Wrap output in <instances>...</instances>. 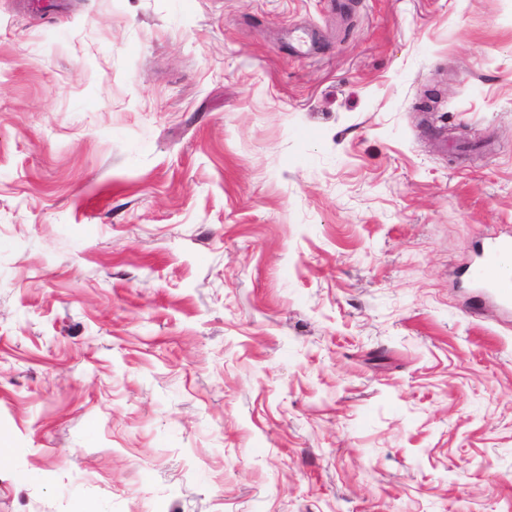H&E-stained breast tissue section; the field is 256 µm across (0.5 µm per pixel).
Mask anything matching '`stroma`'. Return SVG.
Segmentation results:
<instances>
[{
	"instance_id": "35a3bbf8",
	"label": "stroma",
	"mask_w": 512,
	"mask_h": 512,
	"mask_svg": "<svg viewBox=\"0 0 512 512\" xmlns=\"http://www.w3.org/2000/svg\"><path fill=\"white\" fill-rule=\"evenodd\" d=\"M351 2L0 0V512H512V0ZM471 282L500 309L512 310V235L492 237L482 246Z\"/></svg>"
}]
</instances>
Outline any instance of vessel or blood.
I'll return each instance as SVG.
<instances>
[{
  "instance_id": "1",
  "label": "vessel or blood",
  "mask_w": 512,
  "mask_h": 512,
  "mask_svg": "<svg viewBox=\"0 0 512 512\" xmlns=\"http://www.w3.org/2000/svg\"><path fill=\"white\" fill-rule=\"evenodd\" d=\"M471 281L500 309L512 310V236L493 237L482 246Z\"/></svg>"
}]
</instances>
